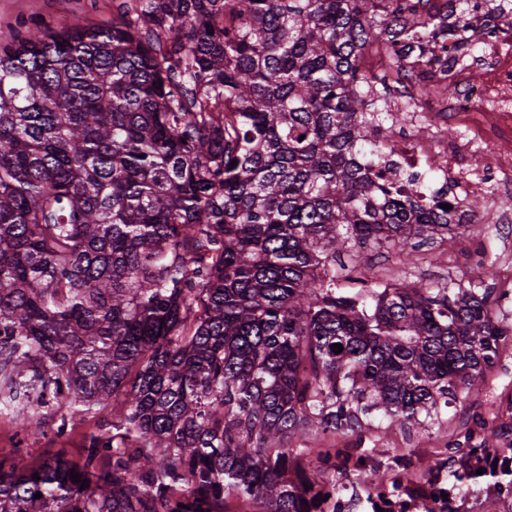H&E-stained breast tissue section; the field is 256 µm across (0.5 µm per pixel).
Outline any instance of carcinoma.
<instances>
[{
  "mask_svg": "<svg viewBox=\"0 0 512 512\" xmlns=\"http://www.w3.org/2000/svg\"><path fill=\"white\" fill-rule=\"evenodd\" d=\"M428 2L121 0L109 26L0 42L4 402L19 434L64 394L118 430L81 465L15 450L0 512H329L330 452L293 436L481 393L490 289L336 284L344 251L409 261L467 228L431 186L447 160L387 178L391 91L484 37L468 0ZM372 45L396 87L361 70Z\"/></svg>",
  "mask_w": 512,
  "mask_h": 512,
  "instance_id": "obj_1",
  "label": "carcinoma"
}]
</instances>
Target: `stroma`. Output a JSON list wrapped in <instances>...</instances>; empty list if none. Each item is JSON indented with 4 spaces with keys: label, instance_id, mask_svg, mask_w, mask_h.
I'll list each match as a JSON object with an SVG mask.
<instances>
[{
    "label": "stroma",
    "instance_id": "1",
    "mask_svg": "<svg viewBox=\"0 0 512 512\" xmlns=\"http://www.w3.org/2000/svg\"><path fill=\"white\" fill-rule=\"evenodd\" d=\"M117 5L118 0H0V38L23 25H62L76 16L91 25H105L111 23ZM476 254L493 261L495 277H485L482 269L472 266ZM366 275L393 284L483 282L491 290L493 315L505 331L499 358L487 372L481 393L458 397L428 428L378 421L359 434L296 437L291 442L295 448L348 450V469L330 473L326 484L336 512H374L377 503L390 495L406 501L405 512H418L417 489L436 482L452 489L449 447L480 448L491 431L512 428V223L468 226L453 239L421 245L408 263L394 252L375 251ZM43 420L42 431L22 437L10 418L0 415V454L19 448L37 465L58 456L80 464L87 458L92 438L113 433L111 420L64 403L51 404ZM62 422L67 425L63 431L58 428ZM373 463L380 467V480L372 485L358 482L357 470ZM452 491L454 512H512V484L492 487L482 481Z\"/></svg>",
    "mask_w": 512,
    "mask_h": 512
}]
</instances>
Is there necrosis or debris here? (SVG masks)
<instances>
[{
	"mask_svg": "<svg viewBox=\"0 0 512 512\" xmlns=\"http://www.w3.org/2000/svg\"><path fill=\"white\" fill-rule=\"evenodd\" d=\"M487 47L479 53L460 52L448 70L457 89L449 104L459 131L455 146H447L435 114L415 113L410 135L392 138L389 151L401 169H419L436 157H447L441 177L448 200L464 223H499L494 199L512 187V23L495 20ZM484 78L475 81V67Z\"/></svg>",
	"mask_w": 512,
	"mask_h": 512,
	"instance_id": "4bbe7bcc",
	"label": "necrosis or debris"
}]
</instances>
